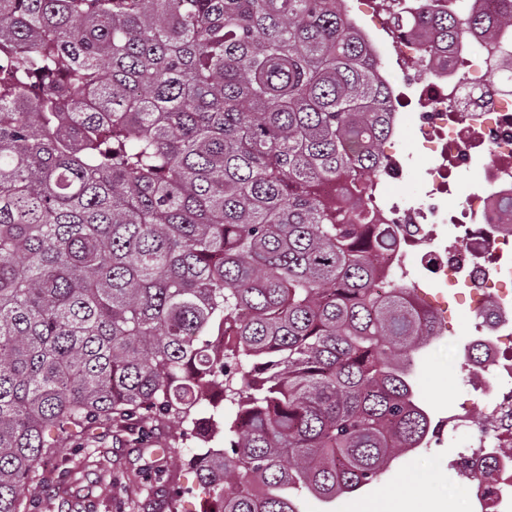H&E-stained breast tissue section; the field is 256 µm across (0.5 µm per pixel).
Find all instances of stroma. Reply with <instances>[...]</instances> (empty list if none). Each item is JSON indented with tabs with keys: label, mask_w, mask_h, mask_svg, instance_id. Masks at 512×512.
<instances>
[{
	"label": "stroma",
	"mask_w": 512,
	"mask_h": 512,
	"mask_svg": "<svg viewBox=\"0 0 512 512\" xmlns=\"http://www.w3.org/2000/svg\"><path fill=\"white\" fill-rule=\"evenodd\" d=\"M421 302L440 315L441 334L427 351L415 385L435 426L436 447L420 448L395 460L375 487L325 503L304 494V512H354L359 502L397 495L413 512H461L465 485L454 476L455 449L443 425L468 390L454 371L452 351L471 340L470 299L455 289L419 279ZM194 443L182 439L170 420L105 424L91 430L81 447L65 446L46 459L33 480L36 512H168L174 489L184 488L182 512H209L212 500L185 463Z\"/></svg>",
	"instance_id": "1"
}]
</instances>
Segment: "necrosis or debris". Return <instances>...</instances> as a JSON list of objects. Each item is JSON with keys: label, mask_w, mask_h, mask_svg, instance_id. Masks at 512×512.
Here are the masks:
<instances>
[{"label": "necrosis or debris", "mask_w": 512, "mask_h": 512, "mask_svg": "<svg viewBox=\"0 0 512 512\" xmlns=\"http://www.w3.org/2000/svg\"><path fill=\"white\" fill-rule=\"evenodd\" d=\"M389 37L373 41L378 57H391L404 80L424 61L422 37L396 26L400 10L417 14L432 0H356ZM501 45L479 35L451 38L447 67L416 88L394 95L392 133L400 135L413 108L422 148L430 159L426 189L418 196L398 195L391 186L406 180L395 150L385 152L382 182L361 203L383 223L404 232L380 257L383 268L405 278L426 272L452 288L476 296L472 309L474 340L480 356L460 361L472 398L450 416V436L466 453L458 461L470 471L465 512H512V97L500 95L489 75L512 81L501 69ZM478 167L483 182L456 211L448 209L450 183ZM493 304H486V296Z\"/></svg>", "instance_id": "4bbe7bcc"}]
</instances>
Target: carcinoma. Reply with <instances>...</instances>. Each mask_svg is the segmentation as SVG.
Returning <instances> with one entry per match:
<instances>
[{"mask_svg": "<svg viewBox=\"0 0 512 512\" xmlns=\"http://www.w3.org/2000/svg\"><path fill=\"white\" fill-rule=\"evenodd\" d=\"M418 22L432 69L512 36L509 6ZM390 115L343 0H0V512L144 411L224 421L189 459L212 512H301L419 446L436 317L376 288L390 231L352 208Z\"/></svg>", "mask_w": 512, "mask_h": 512, "instance_id": "cac0c4a2", "label": "carcinoma"}]
</instances>
